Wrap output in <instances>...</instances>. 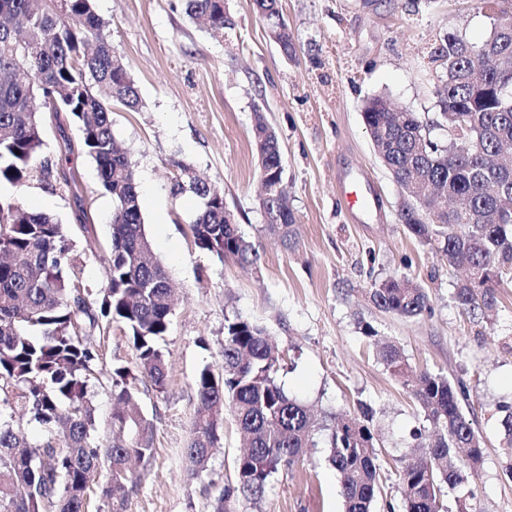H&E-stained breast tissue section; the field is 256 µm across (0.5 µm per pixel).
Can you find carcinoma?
Returning a JSON list of instances; mask_svg holds the SVG:
<instances>
[{"label": "carcinoma", "instance_id": "cac0c4a2", "mask_svg": "<svg viewBox=\"0 0 512 512\" xmlns=\"http://www.w3.org/2000/svg\"><path fill=\"white\" fill-rule=\"evenodd\" d=\"M186 13L215 32L231 26L224 0H187ZM109 24L93 0H0V184L20 186L38 171H57L75 182L64 161L39 160L48 121L66 113L80 123V152L96 163L100 183L114 202L112 240L105 258L107 284L99 304L77 287L70 271L76 258L66 229L45 212L0 196V512H85L90 474L104 468L101 490L111 512H124L132 481L131 461L149 460L154 423L143 411L132 381L141 375L161 393L167 364L158 341L172 315L171 284L164 266L151 259L132 162L112 130V106L141 107L126 65L112 55ZM491 64L476 83L472 58ZM429 63L448 64L437 89L439 111L429 115L389 110L373 95L362 117L374 155L397 184L419 185L398 208V220L416 240L441 253L466 274L453 301L473 313L490 309L496 289L512 281V166L500 160L512 150V35L492 30L481 42L449 32L430 47ZM252 137L261 182L283 184L279 137L263 109H254ZM191 193L194 246L219 260L257 259L239 224L224 219V196L196 177L176 175L172 193ZM268 232L285 249L298 245L296 216L287 190L259 197ZM369 301L378 309L415 318L430 310L428 292L413 277L395 274L373 283ZM102 320L122 324L136 352L137 370L113 371L112 448L95 443V411L88 390L96 355L91 337ZM363 335L402 382L429 427L410 432L400 458L405 512H444V497L457 494L459 512H477L469 477L483 461V439L464 410L467 393L442 374L414 372L401 348L381 342L368 323ZM222 370L196 375L194 425L185 454L190 474L209 469L230 413L246 438L234 462V482L214 500V512H235L240 501L257 502L269 479L316 445L321 430L308 405L289 396L277 380L280 368L267 328L236 316L224 324ZM506 448L512 450V406L498 407ZM26 414L48 429L46 441L29 444L14 418ZM328 462L336 471L345 512H372L382 476L372 411L329 416Z\"/></svg>", "mask_w": 512, "mask_h": 512}]
</instances>
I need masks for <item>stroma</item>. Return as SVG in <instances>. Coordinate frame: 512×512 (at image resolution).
<instances>
[{
  "mask_svg": "<svg viewBox=\"0 0 512 512\" xmlns=\"http://www.w3.org/2000/svg\"><path fill=\"white\" fill-rule=\"evenodd\" d=\"M296 54L285 58L270 40L251 0H226L231 28L213 33L186 14L185 0H95L112 34V53L128 64L142 107H113V133L129 153L155 257L174 288L164 393L142 391L155 426L154 453L128 486L125 512H213L215 486L233 482L242 437L224 419L222 446L201 478L188 474L194 378L220 369L226 319L265 324L277 346L278 381L310 405L319 422L329 413L374 410L383 483L380 503L404 512L397 460L412 429L423 423L408 390L377 359L361 331L369 322L396 342L416 370L464 384L466 414L484 440L483 464L468 482L481 512H512V453L502 448L496 408L512 402V286L498 289L489 313H466L452 296L456 271L440 253L399 223L400 189L379 163L362 119L364 99L383 94L399 108L435 112L436 81L422 58L450 31L470 41L487 37L491 21L474 0H282ZM268 109L283 152L284 183L300 243L283 249L266 230L258 205L251 129L255 106ZM192 166L223 192L258 254L242 265L195 248L189 230L196 202L171 192L178 163ZM76 183L32 178L0 185L29 209L54 216L69 231L76 272L93 300L107 283L104 257L114 203L90 158L73 154ZM367 195L365 209L347 210L344 188ZM83 200L87 223L74 219ZM427 290L431 308L406 319L376 309L365 291L396 273ZM88 389L97 408L94 435L112 443V372L134 367L122 324H102ZM326 431L292 467L271 478L258 504L240 512H343L335 470L326 460Z\"/></svg>",
  "mask_w": 512,
  "mask_h": 512,
  "instance_id": "obj_1",
  "label": "stroma"
}]
</instances>
